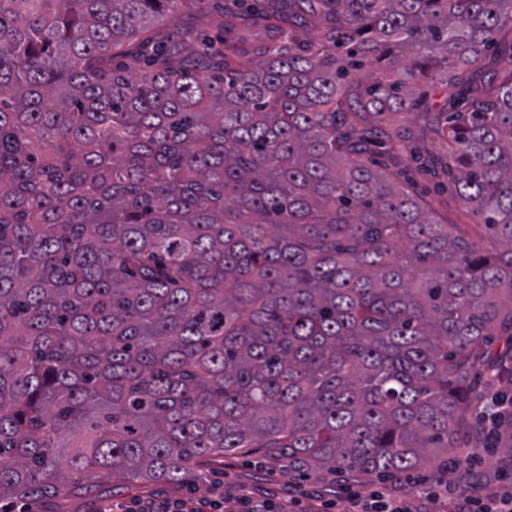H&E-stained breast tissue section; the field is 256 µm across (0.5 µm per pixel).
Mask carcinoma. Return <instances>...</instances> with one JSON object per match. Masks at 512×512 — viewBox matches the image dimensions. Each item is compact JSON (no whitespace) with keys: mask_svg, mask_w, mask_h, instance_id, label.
<instances>
[{"mask_svg":"<svg viewBox=\"0 0 512 512\" xmlns=\"http://www.w3.org/2000/svg\"><path fill=\"white\" fill-rule=\"evenodd\" d=\"M0 0V503L189 481L277 448L320 476L478 447L512 381V0ZM316 32L303 42L298 32ZM492 58L500 79L465 73ZM359 60L381 76L350 80ZM484 237L367 161L410 84ZM496 393V394H494ZM502 395L505 398H508L512 396V384L508 382H501L499 383L493 391L490 392L488 397L484 400L482 404H479L474 409V415H476V418L482 423V425L486 428V430H489L493 427V425L490 422V417H486V414L490 413L489 408H491V415L494 417H501L502 415H507L509 413V410L512 414V402L511 405H509L508 401H497L493 402V399L496 398H502Z\"/></svg>","mask_w":512,"mask_h":512,"instance_id":"1","label":"carcinoma"}]
</instances>
